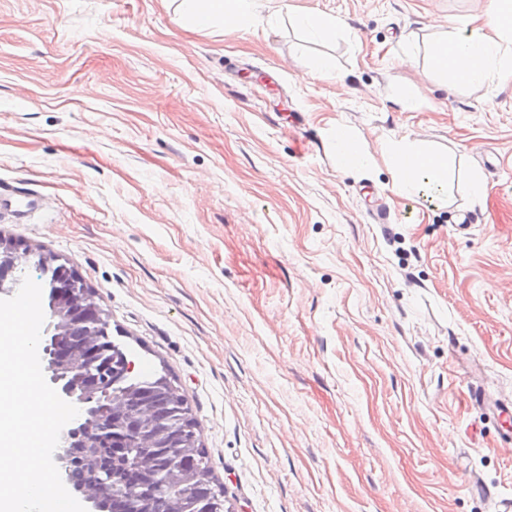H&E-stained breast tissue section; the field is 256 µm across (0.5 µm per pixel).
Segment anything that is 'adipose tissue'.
I'll use <instances>...</instances> for the list:
<instances>
[{"instance_id":"ef3b65f1","label":"adipose tissue","mask_w":512,"mask_h":512,"mask_svg":"<svg viewBox=\"0 0 512 512\" xmlns=\"http://www.w3.org/2000/svg\"><path fill=\"white\" fill-rule=\"evenodd\" d=\"M260 8V0H178L175 11L196 30L219 25L235 31L253 27ZM425 56L431 73L462 84L511 80L512 0H487L485 23L471 35L460 34L453 25L434 33L425 45ZM384 159L402 195L447 192V155L404 139L391 143Z\"/></svg>"}]
</instances>
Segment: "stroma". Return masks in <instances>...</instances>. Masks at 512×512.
I'll use <instances>...</instances> for the list:
<instances>
[{
	"label": "stroma",
	"mask_w": 512,
	"mask_h": 512,
	"mask_svg": "<svg viewBox=\"0 0 512 512\" xmlns=\"http://www.w3.org/2000/svg\"><path fill=\"white\" fill-rule=\"evenodd\" d=\"M262 2L230 32L171 0H0V184L41 198L0 234L172 379L230 512H512V85L402 43L470 34L485 0ZM340 127L369 166L338 163ZM405 138L461 157L447 202L398 193ZM293 26L305 31L311 37L321 40H328L336 36V21L306 12H293L289 16Z\"/></svg>",
	"instance_id": "stroma-1"
}]
</instances>
